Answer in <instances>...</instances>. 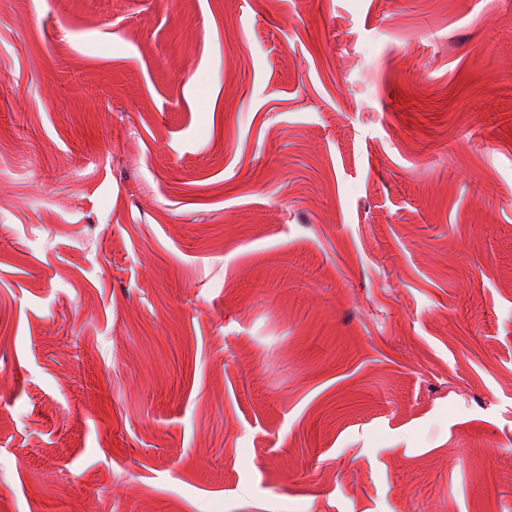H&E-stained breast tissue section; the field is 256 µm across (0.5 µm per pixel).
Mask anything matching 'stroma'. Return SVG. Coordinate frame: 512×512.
I'll return each instance as SVG.
<instances>
[{
	"mask_svg": "<svg viewBox=\"0 0 512 512\" xmlns=\"http://www.w3.org/2000/svg\"><path fill=\"white\" fill-rule=\"evenodd\" d=\"M0 512H512V0H0Z\"/></svg>",
	"mask_w": 512,
	"mask_h": 512,
	"instance_id": "obj_1",
	"label": "stroma"
}]
</instances>
